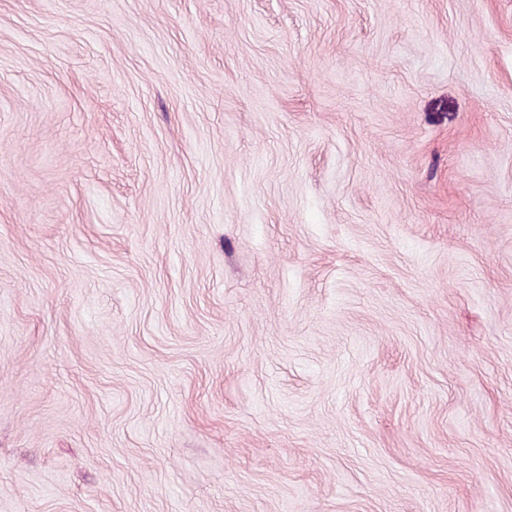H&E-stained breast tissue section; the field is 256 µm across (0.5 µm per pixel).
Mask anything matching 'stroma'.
<instances>
[{
    "instance_id": "stroma-1",
    "label": "stroma",
    "mask_w": 512,
    "mask_h": 512,
    "mask_svg": "<svg viewBox=\"0 0 512 512\" xmlns=\"http://www.w3.org/2000/svg\"><path fill=\"white\" fill-rule=\"evenodd\" d=\"M0 512H512V0H0Z\"/></svg>"
}]
</instances>
